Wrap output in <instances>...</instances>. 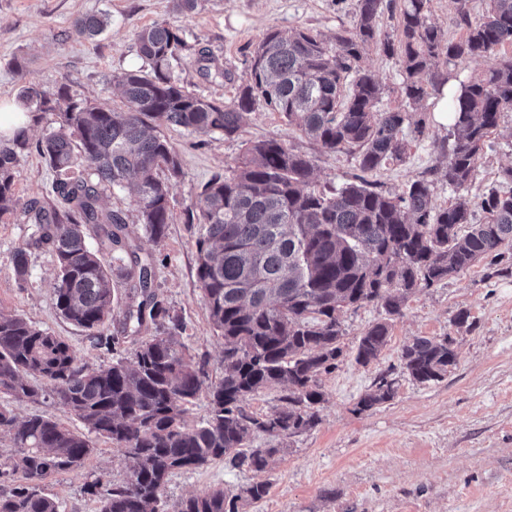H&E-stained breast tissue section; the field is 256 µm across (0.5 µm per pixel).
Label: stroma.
I'll return each instance as SVG.
<instances>
[{"mask_svg": "<svg viewBox=\"0 0 512 512\" xmlns=\"http://www.w3.org/2000/svg\"><path fill=\"white\" fill-rule=\"evenodd\" d=\"M356 0H198L190 14L177 13L171 0H0V104L17 101L22 88L36 84L45 93L69 86L78 97L107 106H121L113 90L115 73L135 69L142 61L136 34L155 23L180 27L191 47L174 74L188 89L208 99H236L252 53L266 32L306 29L330 37L352 30ZM88 13L109 17L106 31L95 40L80 37L76 18ZM203 48L223 68L220 76L202 78L194 52ZM26 61L17 70L14 61ZM365 66L381 82V111L409 116L403 134L408 141L404 162L387 163L373 181L380 189L401 192L414 179L429 175L444 160L449 129L434 117L435 98L419 103L404 92L405 73L398 57L382 48L369 52ZM425 120L424 136L414 134ZM51 113L32 119L29 144L20 155L14 186V208L0 216V311L18 314L39 328L66 340L81 364L110 363L113 354L132 357L144 334L123 332L117 352L92 344L76 326L61 319L54 305L55 255L31 246L34 225L23 210L34 199L54 203L53 173L36 143L55 125ZM165 136L178 151L184 175L173 187L170 223L161 242L152 241L138 220L131 191L114 190L104 207L122 213L126 231L142 252L155 254L154 287L185 326L183 339L195 361L205 366L209 382L224 375V341L206 314L196 284L195 235L185 210L202 186L236 165L245 142L273 137L308 153L315 163L313 185L323 189L345 182L355 171L353 153H325L289 126L282 116L257 105L239 136H199L176 127ZM512 167V112L501 113L464 194L479 202ZM29 249L25 282H17L12 256ZM468 321L456 322L459 313ZM389 319L387 347L374 363L354 359L360 336L372 323ZM345 355L319 382L324 401L318 424L280 440L255 435V448L275 449L272 467L258 474L234 470L216 460L172 475L163 490L166 505L182 498L223 488L240 492L266 481L261 501L243 500L239 512H512V273H494L487 261L432 287L417 289L401 315L389 318L370 303L343 315ZM418 336H448L454 341L456 364L441 382L419 384L399 376L391 400L356 412L359 398L370 392L378 375L399 368L403 346ZM93 452L81 468L51 475L45 489L65 512H98L99 501L88 483L122 484L127 475L123 450L105 439H93Z\"/></svg>", "mask_w": 512, "mask_h": 512, "instance_id": "stroma-1", "label": "stroma"}]
</instances>
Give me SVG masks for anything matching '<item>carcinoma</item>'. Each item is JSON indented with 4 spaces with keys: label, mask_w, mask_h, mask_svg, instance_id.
I'll return each instance as SVG.
<instances>
[{
    "label": "carcinoma",
    "mask_w": 512,
    "mask_h": 512,
    "mask_svg": "<svg viewBox=\"0 0 512 512\" xmlns=\"http://www.w3.org/2000/svg\"><path fill=\"white\" fill-rule=\"evenodd\" d=\"M430 3L403 0L398 42L386 39L382 45L385 53L400 54L404 93L414 103L427 94L425 84L440 95L449 82L431 70L439 60L489 61L479 76L448 89L451 143L442 176L458 192L473 178L500 114L512 111V58L495 56L498 47L512 44V0H488L474 18L460 4L465 36L458 41L431 22ZM389 8L384 0H357L353 31L332 41L305 30L268 31L231 104L193 93L174 77V66L191 47L168 23L139 31L142 66L113 76L133 105L129 112L83 102L66 85L50 96L33 84L21 90L19 101L28 111L58 116V126L36 145L54 173L57 203L33 201L26 208L27 222L36 227L33 245L57 259V314L96 345L112 349L117 279L128 299L123 331L153 335L132 359L91 367L77 363L65 340L0 312V394L28 402L48 395L88 431L76 433L37 414L20 419L0 404V438L19 449L0 464V512H62L43 483L81 467L92 451V434L122 448L129 464L125 482L106 490L99 512H157L173 473L214 460L263 472L276 449L248 448L253 435L289 438L318 421V376L336 368L343 355V309L377 302L393 317L418 288L481 259L497 266L512 260V187L502 188L512 184V167L478 203L486 214L480 224L472 223L464 195L435 207L430 180H413L393 194L367 179L407 153V113L376 109L382 85L362 67L377 42L378 19ZM107 26L104 13L76 21L87 39ZM196 62L205 79L222 74L203 49ZM422 72L428 74L425 84L416 80ZM258 104L280 113L323 151L354 153L357 173L328 192L313 189L308 154L276 138L261 139L247 143L230 173L205 183L186 209L195 234L196 282L210 323L224 338V376L209 387V418L189 428L184 415L202 389L203 369L182 341L181 318L153 291L154 256L140 254L122 214L104 208L102 199L132 186L143 230L161 241L171 190L183 175L181 157L162 128L231 137ZM26 148L22 131L13 146L0 149V215L13 210L19 156ZM90 231L95 250L87 241ZM28 267V250L17 249V281H25ZM389 334L386 319L370 325L359 338L356 361H376ZM455 362L447 336H418L401 352L404 373L420 384L443 380ZM276 386L287 388L285 406L265 416L249 410L254 395ZM394 393V380L382 376L358 400V410L387 402ZM239 498L216 489L181 500L171 512H238Z\"/></svg>",
    "instance_id": "carcinoma-1"
}]
</instances>
